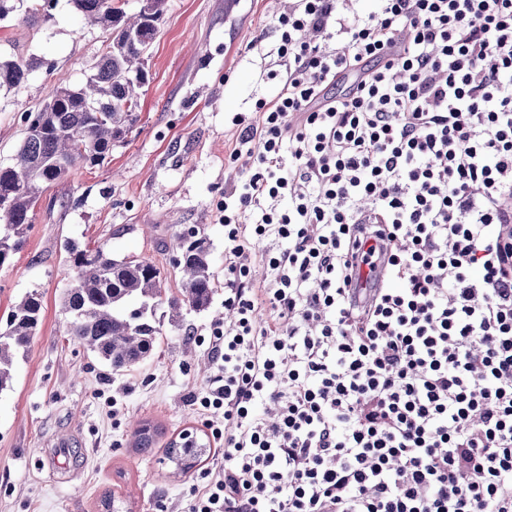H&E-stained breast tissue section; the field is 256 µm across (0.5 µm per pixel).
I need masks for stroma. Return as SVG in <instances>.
<instances>
[{
  "instance_id": "stroma-1",
  "label": "stroma",
  "mask_w": 512,
  "mask_h": 512,
  "mask_svg": "<svg viewBox=\"0 0 512 512\" xmlns=\"http://www.w3.org/2000/svg\"><path fill=\"white\" fill-rule=\"evenodd\" d=\"M280 0H168L147 61L139 119L100 166H76L48 189L22 251L0 269V329L27 292L43 296L41 325L15 363L11 389L0 392V512H103L105 497L127 500L129 512H186L192 479H176L163 444L183 430L209 439L189 403L213 365L204 348L186 349L207 335L224 310V227L216 205L238 176L225 159L236 141L229 119L273 96L268 80L279 34ZM22 12L0 21V58L43 61L26 84L0 91V164L10 163L25 127L59 86H76L99 58L107 34L54 0L51 19L31 26ZM254 50H246L251 39ZM206 238L216 288L209 309L185 311L179 324L162 320L153 355L113 373L68 335L61 296L72 276L64 246H104L160 267L169 292L180 276L169 244L187 226ZM119 402L111 414L107 398ZM161 431L151 454L130 446L136 422ZM66 447L68 459L56 448Z\"/></svg>"
}]
</instances>
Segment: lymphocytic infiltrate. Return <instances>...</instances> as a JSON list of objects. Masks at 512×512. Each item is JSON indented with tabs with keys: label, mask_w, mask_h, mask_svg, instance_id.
<instances>
[{
	"label": "lymphocytic infiltrate",
	"mask_w": 512,
	"mask_h": 512,
	"mask_svg": "<svg viewBox=\"0 0 512 512\" xmlns=\"http://www.w3.org/2000/svg\"><path fill=\"white\" fill-rule=\"evenodd\" d=\"M335 11L231 119L189 512H512V0Z\"/></svg>",
	"instance_id": "lymphocytic-infiltrate-1"
}]
</instances>
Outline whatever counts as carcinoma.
Segmentation results:
<instances>
[{
    "label": "carcinoma",
    "mask_w": 512,
    "mask_h": 512,
    "mask_svg": "<svg viewBox=\"0 0 512 512\" xmlns=\"http://www.w3.org/2000/svg\"><path fill=\"white\" fill-rule=\"evenodd\" d=\"M25 0H0V21L24 11L31 26L50 20L45 5L24 6ZM91 23L108 32L104 52L90 66L79 86H59L50 99L25 116L23 138L14 162L0 165V268L9 266L27 239L35 208L45 190L67 178L79 164L97 166L112 153L138 121L141 89L146 83L145 55L166 12L167 0H140L129 17L120 0H70ZM43 61L0 59V89L25 84ZM74 272L62 296L69 317V335L115 372L136 366L154 353L160 336L155 320L159 305H167L171 321L182 309L210 307L215 275L209 245L195 226L173 238V267L181 273L180 288L168 294L162 271L133 257L114 258L104 247L70 241L65 245ZM42 294L26 293L9 312L0 330V393L12 387L17 356L25 352L43 316ZM155 445V431L141 424L132 447L145 453ZM197 440H172L164 448L172 475L185 477L209 454Z\"/></svg>",
    "instance_id": "cac0c4a2"
}]
</instances>
